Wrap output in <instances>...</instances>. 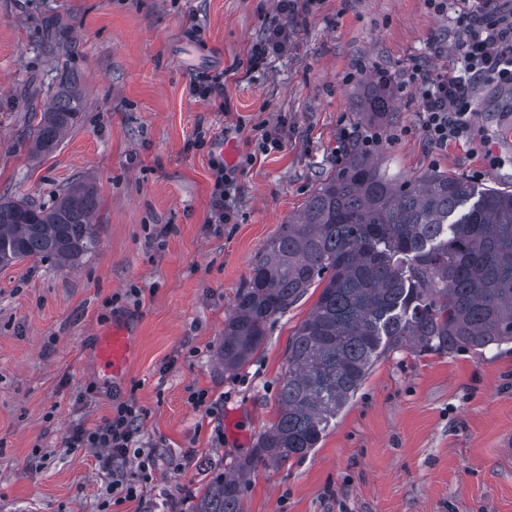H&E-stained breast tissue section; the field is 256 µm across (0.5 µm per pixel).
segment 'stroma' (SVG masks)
<instances>
[{"instance_id":"stroma-1","label":"stroma","mask_w":512,"mask_h":512,"mask_svg":"<svg viewBox=\"0 0 512 512\" xmlns=\"http://www.w3.org/2000/svg\"><path fill=\"white\" fill-rule=\"evenodd\" d=\"M447 2L437 15L425 0H313L287 53L250 68L278 0H0V199L47 204L79 182L98 196L97 243L74 268L0 270V512H99L112 476L94 449L66 440L128 399L156 452L145 497L171 498L174 512H190L213 470L249 455L275 418L288 339L319 291L271 324L235 373L217 361L224 320L282 224L339 170L361 63L397 85L380 144L393 171L512 192V88L479 87L471 141L432 152L400 86L414 62L454 67L429 43L452 35L462 12L506 4ZM213 69L228 72L223 99L193 96V77ZM66 81L81 118L52 154L32 155L29 130ZM261 123L279 126V148L258 145ZM216 160L236 169L229 224L207 221ZM133 285L137 306L122 299ZM115 322L137 346L117 377L95 354ZM194 391L208 403L193 405ZM243 512H512V344L380 359L318 448L251 473Z\"/></svg>"}]
</instances>
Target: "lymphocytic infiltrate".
Segmentation results:
<instances>
[{
  "label": "lymphocytic infiltrate",
  "mask_w": 512,
  "mask_h": 512,
  "mask_svg": "<svg viewBox=\"0 0 512 512\" xmlns=\"http://www.w3.org/2000/svg\"><path fill=\"white\" fill-rule=\"evenodd\" d=\"M303 6V0H279L284 19L272 24L264 38L252 45L251 61L287 51L293 31L286 18L296 15ZM455 48L457 64L453 70L430 71L415 64L402 82L420 104L421 129L427 144L437 150L471 139L470 111L476 87L494 82L512 86V7L503 8L490 19L475 12L460 15ZM234 174V169L215 166L209 223L228 224L233 220ZM144 418L143 409L135 401L121 402L101 423L74 427L67 441L72 448L98 449V462L111 472L112 495L120 503L142 501L154 480V455L141 445ZM132 459L137 462V470L130 479L123 467Z\"/></svg>",
  "instance_id": "obj_1"
}]
</instances>
